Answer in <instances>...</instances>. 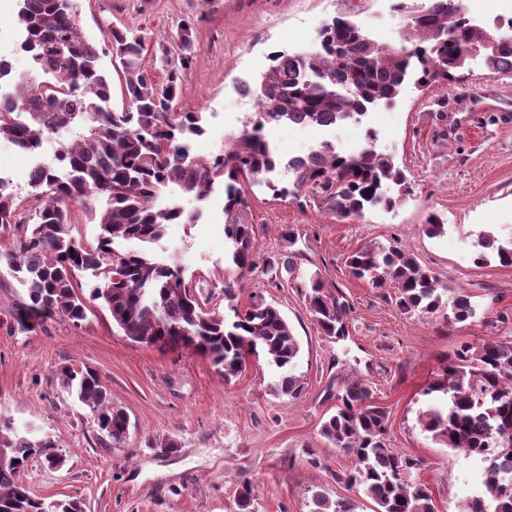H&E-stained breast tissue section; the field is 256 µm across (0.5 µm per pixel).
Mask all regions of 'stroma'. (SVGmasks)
<instances>
[{
  "mask_svg": "<svg viewBox=\"0 0 512 512\" xmlns=\"http://www.w3.org/2000/svg\"><path fill=\"white\" fill-rule=\"evenodd\" d=\"M396 0H77L78 24L90 40L103 29L136 28L148 52L143 66L164 82L179 26L193 21L197 54L184 73L182 112H198L205 132L193 152L207 159L222 152L254 112L242 82L267 72L275 50H308L332 18L348 15L376 40L395 44L407 23ZM21 0H0V56L14 74L29 60L18 46ZM471 60L459 82L420 90L407 81L390 105L362 120L333 127L267 128L281 160L267 183L247 185L259 262L237 301L261 294L275 304L300 344L295 369L303 384L299 398L276 397L275 371L252 358L242 373L225 381L210 362L191 352L147 346L123 336L100 302L89 305L81 327L57 316L28 332L14 316L28 295L2 255L12 239L0 236V415L30 439H47L63 466L48 468L31 456L22 470L29 489L46 500L77 496L85 512H239L236 490L243 479L254 489L255 512H309L313 493L352 500L356 512H373L363 490L341 478L352 458L321 437L322 422L336 410L328 385L362 381L373 402L390 413V448L418 460L417 481L431 491L436 512H461L482 489L480 461L432 441L418 424L423 391L443 360L464 342L479 345L512 336V266L475 265L479 233L512 242V86ZM447 113L440 122L439 113ZM53 138L38 156L0 143V174L19 194L30 190L35 162L54 164L61 141ZM330 143L348 152L373 144L404 169L409 192L395 209L371 208L354 221L339 222L313 202L273 200L268 182L287 184L289 159ZM223 193L206 202L181 199L202 210L194 224H170L152 244V254L176 262L210 306L226 311ZM448 226L428 237L430 214ZM297 228L299 240L284 247L280 229ZM395 244L430 269L445 299L468 295L477 315L467 325L446 324L442 315H408L395 304L393 289L373 288L352 277L347 257L368 243ZM319 272L350 303L348 332L329 339L308 311L294 272ZM69 366L95 370L113 405L130 421L122 446L99 431L94 412L69 396L56 371Z\"/></svg>",
  "mask_w": 512,
  "mask_h": 512,
  "instance_id": "obj_1",
  "label": "stroma"
}]
</instances>
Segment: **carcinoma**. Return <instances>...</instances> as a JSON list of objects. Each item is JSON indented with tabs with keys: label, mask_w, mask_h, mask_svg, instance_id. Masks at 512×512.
Segmentation results:
<instances>
[{
	"label": "carcinoma",
	"mask_w": 512,
	"mask_h": 512,
	"mask_svg": "<svg viewBox=\"0 0 512 512\" xmlns=\"http://www.w3.org/2000/svg\"><path fill=\"white\" fill-rule=\"evenodd\" d=\"M76 0H22L17 15L31 68L24 78L0 90V141L35 152L60 130L74 132L56 153L58 169L36 165L30 185L33 199L17 196L0 176V229L13 231L7 258L26 288L28 302L17 312L18 326L33 330L54 315L79 326L87 301L99 300L120 332L148 346L191 351L207 359L224 381L242 372L247 357L263 354L277 374L272 392L295 397L302 384L293 370L300 352L297 337L280 310L259 294L244 307L236 304L240 281L258 262L252 252L255 233L244 182L273 172L279 159L264 134L269 125L296 122L330 127L366 115L369 107L394 100L411 73L416 84L436 86L459 80L468 52L482 51L486 68L512 72V38L500 39L470 24L456 0H427L411 9L397 46L365 34L348 16H337L322 30L320 48L306 54L275 51L269 70L255 84L243 85L256 111L246 118L227 150L210 159L193 154V140L204 134L198 112H179L181 69L196 52L193 26L179 35L180 66L167 70L157 85L144 71V37L130 29L110 28L103 41L119 60L125 105L110 106L112 86L101 65L104 50L79 31ZM289 186L267 183L274 199L299 201L302 194L339 221L355 220L368 208L392 209L407 192L406 177L390 155L368 146L339 152L325 144L305 157L288 161ZM224 186V235L229 241L224 300L230 314L206 309L176 264L143 250L121 251L125 242L153 243L168 224H194L197 213L181 206L160 208L155 201L175 185L185 196L206 199L215 184ZM398 187V195L383 185ZM104 200L96 242L70 234L72 207L91 209ZM474 262L496 259L512 266V242L504 245L490 232L479 236ZM356 279L375 288L392 283L396 305L405 314L429 315L445 305L438 278L406 250L369 244L346 261ZM95 278L89 296L79 292L80 273ZM309 312L323 335H345L350 304L318 274L301 277ZM476 316L470 298L452 304L453 324ZM61 388L96 414L99 429L114 445L128 430L126 413L112 405L105 385L90 369L63 366ZM423 395L422 430L433 441L487 463L484 490L473 498L472 512H512V338L463 343L447 360ZM336 413L323 421L320 434L333 447L354 457L342 475L376 504L374 512H434L429 489L411 479L417 462L388 447L389 413L371 401L369 387L351 382L336 392ZM51 441H32L0 416V512H84L77 497L46 502L34 496L21 477L23 462ZM239 512H252V486L237 489ZM310 512H354L345 498L316 493Z\"/></svg>",
	"instance_id": "1"
}]
</instances>
